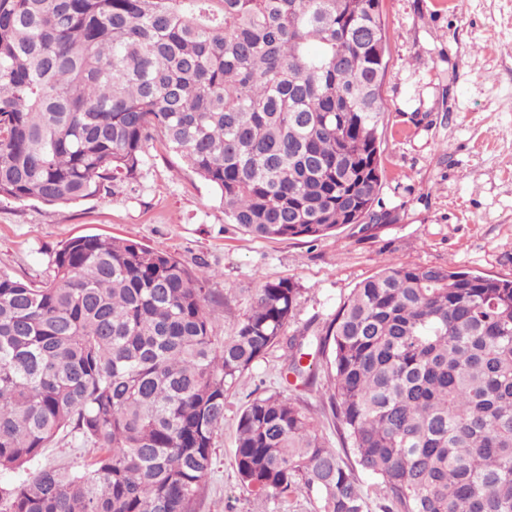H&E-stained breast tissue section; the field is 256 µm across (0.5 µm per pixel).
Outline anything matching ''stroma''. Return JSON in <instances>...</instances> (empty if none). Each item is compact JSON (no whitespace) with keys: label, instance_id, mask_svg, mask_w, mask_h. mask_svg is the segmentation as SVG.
I'll list each match as a JSON object with an SVG mask.
<instances>
[{"label":"stroma","instance_id":"stroma-1","mask_svg":"<svg viewBox=\"0 0 512 512\" xmlns=\"http://www.w3.org/2000/svg\"><path fill=\"white\" fill-rule=\"evenodd\" d=\"M388 31L387 108L378 128L381 195L399 218L379 238L358 225L312 242L244 234L229 223L215 191L160 141L147 147L133 183L72 205L0 198V270L43 280L71 237L128 238L187 264L204 261L213 336H232L268 280L296 282L301 294L286 336H316L337 307L384 261L444 265L512 280V0H382ZM329 378L313 388L287 377L277 344L225 394L224 424L196 512H318L298 491L279 501L243 488L234 463L247 403L275 392L297 397L320 435L353 463L328 402Z\"/></svg>","mask_w":512,"mask_h":512}]
</instances>
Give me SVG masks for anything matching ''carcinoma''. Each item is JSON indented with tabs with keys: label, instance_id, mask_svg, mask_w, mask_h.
Segmentation results:
<instances>
[{
	"label": "carcinoma",
	"instance_id": "obj_1",
	"mask_svg": "<svg viewBox=\"0 0 512 512\" xmlns=\"http://www.w3.org/2000/svg\"><path fill=\"white\" fill-rule=\"evenodd\" d=\"M380 0H0V197L68 205L133 179L152 138L262 239L317 241L380 197L388 60ZM34 282L0 271V512H194L226 392L279 343L301 288L267 281L216 344L213 272L80 235ZM288 372L331 377L357 465L395 512H512V280L389 262ZM63 433L90 469L28 470ZM241 481L365 512L312 417L280 393L243 410Z\"/></svg>",
	"mask_w": 512,
	"mask_h": 512
}]
</instances>
